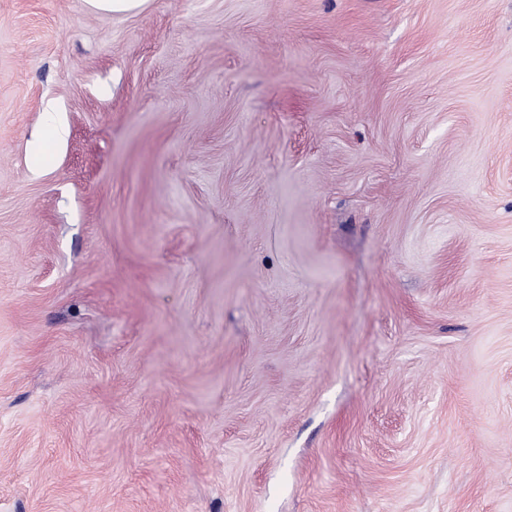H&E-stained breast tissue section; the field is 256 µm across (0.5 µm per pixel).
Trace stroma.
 I'll list each match as a JSON object with an SVG mask.
<instances>
[{"label": "stroma", "mask_w": 512, "mask_h": 512, "mask_svg": "<svg viewBox=\"0 0 512 512\" xmlns=\"http://www.w3.org/2000/svg\"><path fill=\"white\" fill-rule=\"evenodd\" d=\"M0 512H512V0H0ZM85 2L90 12L100 16H112V14L141 13L148 0H85ZM47 134L38 139L35 144L34 170L41 173L44 170L43 155L48 143L62 144L67 136V124L62 116L50 107L47 110Z\"/></svg>", "instance_id": "35a3bbf8"}]
</instances>
